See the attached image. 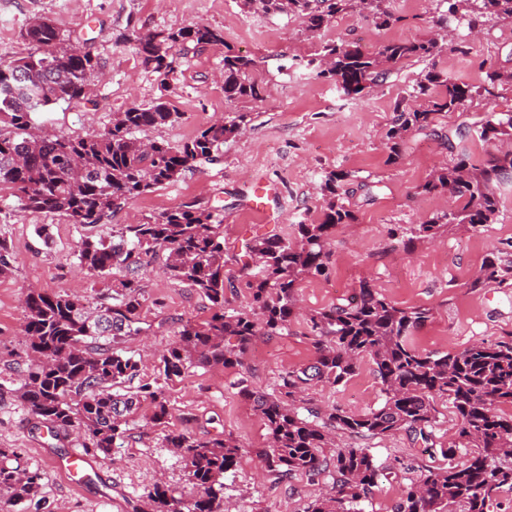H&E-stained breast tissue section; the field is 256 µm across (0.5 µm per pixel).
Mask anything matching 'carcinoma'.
I'll list each match as a JSON object with an SVG mask.
<instances>
[{
	"instance_id": "1",
	"label": "carcinoma",
	"mask_w": 512,
	"mask_h": 512,
	"mask_svg": "<svg viewBox=\"0 0 512 512\" xmlns=\"http://www.w3.org/2000/svg\"><path fill=\"white\" fill-rule=\"evenodd\" d=\"M448 2L449 11L460 15L473 32L492 21L512 22V0ZM242 6L298 17L310 34L343 14H357L379 28L398 21L388 0H242ZM24 38L28 53L0 62V191H10L21 212L62 216L82 226L104 224L140 195L177 181L192 165L219 161L224 139L248 124V113L228 112L182 144L145 143L136 133L181 116L159 100L114 113L112 126L101 133L70 136L43 131L35 116L60 102L85 100L90 80L102 72L104 62L63 38L47 18L32 21ZM122 40L134 43L144 69L166 80L175 74L176 54L223 46L224 98L261 96L259 85L249 78L255 60L233 52L217 29L190 25L147 34L134 31ZM440 49L436 35L388 41L374 53L356 41H330L308 64L345 94L359 96L407 62L427 63L408 97L396 103L386 132L387 161L395 163L410 131L433 132L438 116L465 112L474 98L491 100L498 86L512 83V71L493 66L480 86L458 83L437 70ZM473 132L501 148L480 166L460 152L431 174L422 190L446 191L460 206L416 225L408 237L392 229L391 237L405 250H413L418 241L436 239L446 225L478 232L495 220L494 185L512 173V113L480 116L448 132L443 144L452 152L455 141ZM349 177L343 171L326 175L322 216L316 223L297 225L294 240L268 236L246 245L245 258L236 259L239 278L251 296L244 309L224 310V236L221 222L208 210L183 205L143 224L126 226L117 242L82 241L78 258L88 273L105 278L116 271L124 279L111 301L94 308L68 294L33 288L26 292L22 328L34 363L20 392L31 414L58 431L78 430L87 452L104 455L125 437L126 417L141 403L153 405V424H165L169 411L161 389L148 383L134 385L137 362L120 348L127 337L143 330L141 310L147 298L135 273L147 264L146 257L167 252L170 276L202 294L213 310L201 323L178 320L177 339L160 355L165 379L181 377L195 362L238 366L257 336L288 330L299 281L326 274L328 245L336 228L356 221L345 203ZM511 249L512 243L490 254L469 287L511 280ZM430 317L427 309L396 306L365 281L348 303L310 317L317 349L313 365L279 375L270 394H257L245 381L238 382L239 392L253 400L270 431L268 447L259 452L264 471L277 479L294 473L330 479V491L310 501L304 512H363L361 502L378 484L379 469L363 446L338 448L331 456L324 453L339 431L360 439L403 433L424 444L429 458L443 461L419 466V475L396 512H494L500 494L512 491V413L503 410L512 408V343H481L457 353L423 352L410 337ZM366 359L382 386L380 406L352 415L300 405L315 384H346ZM442 400L457 417V440L435 448L433 430ZM165 439L184 452L188 479L197 494L186 503L158 484L148 493L153 512H223L216 487L224 473L237 466L240 446L230 437L198 440L171 432ZM461 446L467 448L468 458L459 465L455 458ZM41 480V472L22 466L16 452L0 448V512H13L21 504L27 512H41Z\"/></svg>"
}]
</instances>
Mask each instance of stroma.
<instances>
[{"label":"stroma","instance_id":"35a3bbf8","mask_svg":"<svg viewBox=\"0 0 512 512\" xmlns=\"http://www.w3.org/2000/svg\"><path fill=\"white\" fill-rule=\"evenodd\" d=\"M391 6L397 21L388 28L352 14L313 36L299 19L247 11L240 0H0V61L26 55L23 34L35 18L45 17L105 63L102 75L91 82L89 100L62 103L39 115V123L54 133L101 131L111 126L113 113L160 98L175 106L180 117L144 131L148 140L177 145L224 113L251 117L243 133L225 139L219 163L192 166L178 181L139 196L104 224L81 226L58 216L19 213L15 198L0 199V240L12 251L9 269L0 273V448L14 450L24 465L42 472L40 496L49 512H147L146 494L157 483L183 500L192 499L197 491L188 480L184 453L165 441L172 431L238 442L239 463L225 473L220 492L232 512H304L327 478L296 473L279 481L261 470L257 454L268 446L269 430L253 402L239 394L237 383L244 379L251 389L268 393L282 372L312 364L317 353L310 314L347 302L362 282H370L398 307L430 309V319L411 336L421 351L456 353L480 343L512 342V285L477 291L469 286L484 259L512 240V176L495 185L499 205L494 223L476 233L450 225L437 240L403 250L391 237L392 228L409 229L458 207L448 192L421 190L435 168L454 158L440 138L410 132L398 162L387 160L385 132L394 106L419 78L423 63H408L359 96L345 95L304 65L327 41L356 39L372 52L389 40L427 38L433 19L447 12L439 0H391ZM194 24L220 29L225 45L177 57L175 77L167 82L145 70L134 44L121 39L133 31ZM448 27L452 48L437 56L438 70L476 86L483 83L488 65L512 71V23L489 24L477 38L456 18L449 17ZM228 47L255 60L250 77L262 87L260 99H225L220 74ZM333 170L351 175L347 203L357 220L337 227L327 275L301 281L299 310L287 332L257 337L241 365L193 364L181 377L160 382L159 355L173 341L176 321H201L212 310L203 296L168 274L164 255L150 257L147 270L138 275L147 298L141 312L146 333L129 338L123 350L138 363L137 382L161 383L167 422L153 425V407L142 403L127 419L122 446L94 456L93 471L81 487H73L52 462L82 447V439L71 432L51 433L20 396L32 359L22 332L27 288L96 304L118 279L82 270L80 241L111 240L127 225L190 203L211 211L224 226V277L232 283L224 291L225 308L247 307L250 293L236 282L235 257L254 238L291 239L299 223L317 221L322 184ZM261 185L277 189L262 216L250 209ZM308 397L348 414L367 412L383 401L368 360L345 385H319ZM364 445L380 470L365 512H395L418 466L429 461L425 448L402 434L368 439Z\"/></svg>","mask_w":512,"mask_h":512}]
</instances>
